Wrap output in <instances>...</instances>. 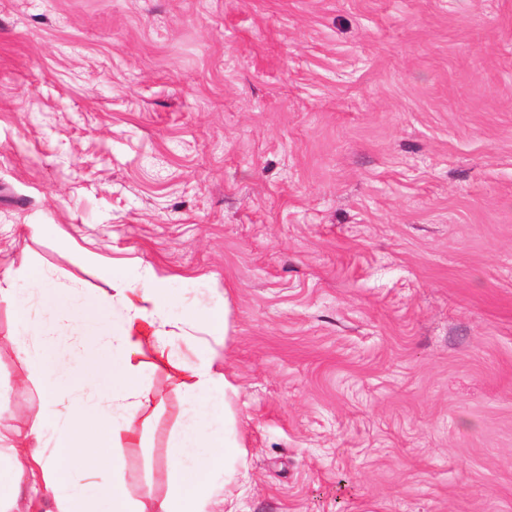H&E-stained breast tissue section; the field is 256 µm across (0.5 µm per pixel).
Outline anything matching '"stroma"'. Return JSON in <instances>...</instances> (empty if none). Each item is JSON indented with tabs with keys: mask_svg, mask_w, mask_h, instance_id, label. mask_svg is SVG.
<instances>
[{
	"mask_svg": "<svg viewBox=\"0 0 512 512\" xmlns=\"http://www.w3.org/2000/svg\"><path fill=\"white\" fill-rule=\"evenodd\" d=\"M87 239L229 303L226 512H512V0H0V278L110 294ZM18 329L1 427L39 401ZM56 350L62 392L107 372ZM143 360L146 500L183 404Z\"/></svg>",
	"mask_w": 512,
	"mask_h": 512,
	"instance_id": "obj_1",
	"label": "stroma"
}]
</instances>
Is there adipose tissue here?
<instances>
[{
    "label": "adipose tissue",
    "mask_w": 512,
    "mask_h": 512,
    "mask_svg": "<svg viewBox=\"0 0 512 512\" xmlns=\"http://www.w3.org/2000/svg\"><path fill=\"white\" fill-rule=\"evenodd\" d=\"M76 254L80 261L97 265L112 284L111 295L99 303L111 314L112 323L91 330L110 351V369L105 382L92 377L79 390L61 395L52 375V343L69 328L57 318L54 300L16 305L18 323L41 338V348L34 354L24 337H14L13 342L21 355L33 357L26 380L40 390L42 403L30 422L9 428L4 436L14 464L0 475V504L29 484L40 491L43 501L52 503L54 512H216L230 488L246 477L247 467L234 418L223 401L234 386L202 354L179 349L161 354L179 374L184 410L168 490L152 498L150 507H143L130 493L119 448L122 439H133V427L154 393L142 360L145 342L162 344L199 330L220 336L226 309L205 307L197 317L177 315L164 278L152 266L138 267L132 274L127 265L102 261L90 250L80 247ZM51 417L62 425L48 435L44 424ZM47 446L52 455L44 454ZM73 465L94 475L107 473L109 480L97 493H86L68 477Z\"/></svg>",
    "instance_id": "1"
}]
</instances>
